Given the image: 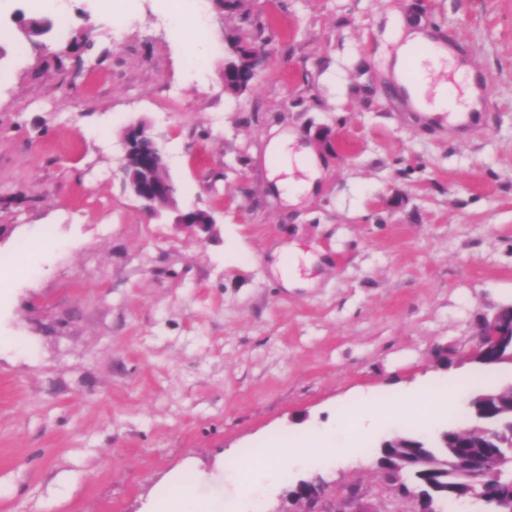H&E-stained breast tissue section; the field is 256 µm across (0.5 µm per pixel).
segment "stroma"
I'll use <instances>...</instances> for the list:
<instances>
[{
	"instance_id": "obj_1",
	"label": "stroma",
	"mask_w": 512,
	"mask_h": 512,
	"mask_svg": "<svg viewBox=\"0 0 512 512\" xmlns=\"http://www.w3.org/2000/svg\"><path fill=\"white\" fill-rule=\"evenodd\" d=\"M120 7L138 26L115 44L98 0H72L64 24L0 0V257L34 245L0 288V336L32 349L0 348V512H152L185 476L223 512H253L256 484L263 512H288L315 476L413 512L379 481L381 442L465 424L461 406L432 415L458 384L512 383L511 363L465 359L480 318L512 306V0H206L200 69L156 23L196 0ZM33 16L53 25L30 40ZM254 20L270 54L233 97L228 37ZM410 30L466 42L490 76L487 126L417 124L391 76ZM140 120L179 205L213 213L208 240L125 190L122 132ZM274 130L323 164L293 205L271 178ZM314 430L285 477L246 469Z\"/></svg>"
}]
</instances>
